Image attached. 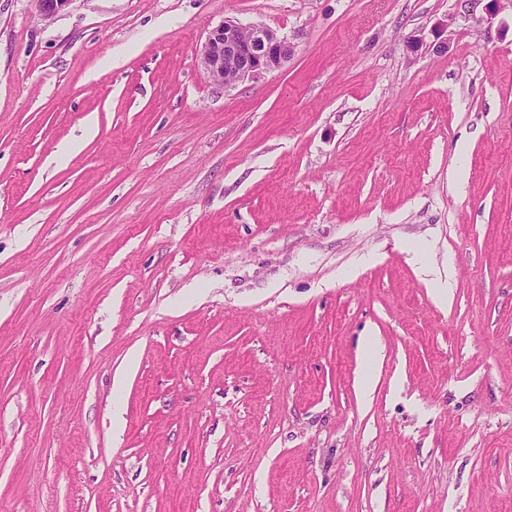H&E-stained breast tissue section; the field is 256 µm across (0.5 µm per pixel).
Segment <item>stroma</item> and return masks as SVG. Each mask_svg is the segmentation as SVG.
<instances>
[{"mask_svg":"<svg viewBox=\"0 0 512 512\" xmlns=\"http://www.w3.org/2000/svg\"><path fill=\"white\" fill-rule=\"evenodd\" d=\"M484 7L0 0V512H512V10ZM227 19L294 55L215 86Z\"/></svg>","mask_w":512,"mask_h":512,"instance_id":"1","label":"stroma"}]
</instances>
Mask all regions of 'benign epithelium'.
Instances as JSON below:
<instances>
[{
  "mask_svg": "<svg viewBox=\"0 0 512 512\" xmlns=\"http://www.w3.org/2000/svg\"><path fill=\"white\" fill-rule=\"evenodd\" d=\"M293 53L290 41L267 28L225 20L209 31L198 58L213 84L225 88L256 73L282 67Z\"/></svg>",
  "mask_w": 512,
  "mask_h": 512,
  "instance_id": "benign-epithelium-1",
  "label": "benign epithelium"
}]
</instances>
